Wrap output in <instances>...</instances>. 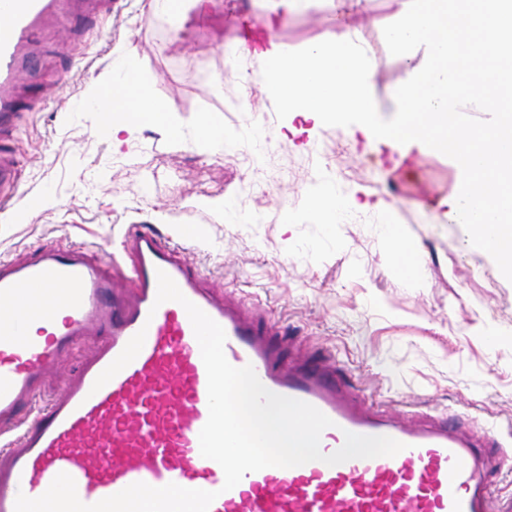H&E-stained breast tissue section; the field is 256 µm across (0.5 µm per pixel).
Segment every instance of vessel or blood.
<instances>
[{
  "label": "vessel or blood",
  "mask_w": 512,
  "mask_h": 512,
  "mask_svg": "<svg viewBox=\"0 0 512 512\" xmlns=\"http://www.w3.org/2000/svg\"><path fill=\"white\" fill-rule=\"evenodd\" d=\"M112 0H0V201L19 191V161L8 148L23 89L47 41L76 14L107 16ZM130 269L82 246L46 248L23 260L0 259V431L19 429L0 450V512H15L18 494L43 495L59 473L75 481L86 504L143 482L216 492L209 512H512L496 504L481 449L496 442L484 425L461 430L440 420L420 424L404 413L365 405L338 377L334 362L282 359L257 313L207 286L186 259L150 231L124 242ZM165 272L222 326L224 352L236 367L252 365L273 393L313 405L333 425L321 435L330 454L345 433L404 443L396 456L312 461L246 474L224 490V472L200 453L208 419L207 373L181 303H157ZM47 299L40 312L34 298ZM145 332L136 358L104 386L99 375L130 339ZM99 344L76 377L41 407L32 397L78 341Z\"/></svg>",
  "instance_id": "1"
}]
</instances>
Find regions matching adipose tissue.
Wrapping results in <instances>:
<instances>
[{"mask_svg":"<svg viewBox=\"0 0 512 512\" xmlns=\"http://www.w3.org/2000/svg\"><path fill=\"white\" fill-rule=\"evenodd\" d=\"M365 2L329 0L334 26L300 53L266 39L259 50L266 69L244 75V82L277 97L290 116L349 122L394 151L416 146L453 159L460 179L445 216L462 228L468 246L497 257L501 272L512 277V113L502 110L504 90L512 88V0H474L468 9L463 0H395L400 21L389 28L387 41L406 56L422 52L425 62L412 67L383 104L370 91L372 56L349 22ZM116 59L86 99L112 135L153 126L198 151H223L227 133L219 119L204 116L185 136L173 102L154 95L152 75L124 53ZM381 111L393 113L391 124L375 121ZM470 112H491L495 119L473 124L465 119ZM347 215V199L335 182L322 183L312 219L340 224ZM379 232L402 281L411 280L420 244L396 224L380 225Z\"/></svg>","mask_w":512,"mask_h":512,"instance_id":"1","label":"adipose tissue"}]
</instances>
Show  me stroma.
<instances>
[{"label": "stroma", "instance_id": "1", "mask_svg": "<svg viewBox=\"0 0 512 512\" xmlns=\"http://www.w3.org/2000/svg\"><path fill=\"white\" fill-rule=\"evenodd\" d=\"M183 10L188 21L165 32L149 18L147 0H113L109 20L93 25L84 49L58 44L61 99L22 112L14 137L21 195L0 212V259L82 244L126 268L121 243L130 226L154 232L210 285L256 307L282 333L288 355L330 356L367 401L419 422L445 414L465 426L493 425L492 496L512 499V340L493 344L484 334L491 322L512 326V278L446 220L442 201L457 169L416 149L400 158L331 122L289 118L265 92L243 101L242 84L222 82L219 72L250 0H210L202 16L186 0ZM394 14L392 0H368L353 18L372 49V91L382 102L407 78L386 39ZM327 15L323 0H308L273 34L288 51H301L321 37ZM119 47L155 75L156 96L173 101L184 130L207 113L232 136L267 119L261 164L233 140L210 156L153 128L122 134L116 145L97 113L71 116ZM325 181L351 208L331 228L308 216L311 194ZM48 184L53 203L27 211V196ZM380 200L391 203L388 213L376 209ZM227 203L239 223H225ZM387 219L422 246L413 281L393 270L379 235ZM188 225L199 228L198 239L183 236Z\"/></svg>", "mask_w": 512, "mask_h": 512}]
</instances>
